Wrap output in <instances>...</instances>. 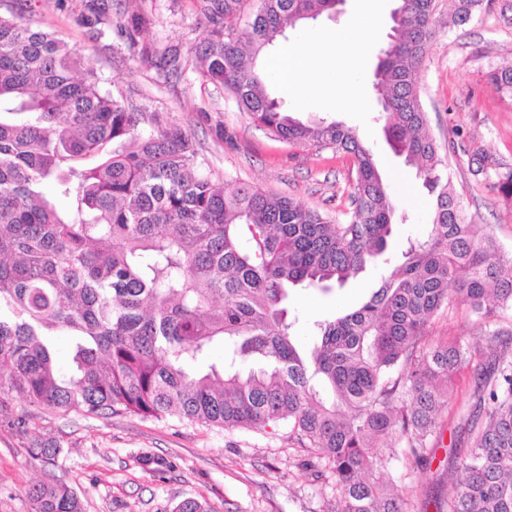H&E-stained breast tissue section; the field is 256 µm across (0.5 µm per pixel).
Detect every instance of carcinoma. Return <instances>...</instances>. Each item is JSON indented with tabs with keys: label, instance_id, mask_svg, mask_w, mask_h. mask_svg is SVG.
<instances>
[{
	"label": "carcinoma",
	"instance_id": "carcinoma-1",
	"mask_svg": "<svg viewBox=\"0 0 512 512\" xmlns=\"http://www.w3.org/2000/svg\"><path fill=\"white\" fill-rule=\"evenodd\" d=\"M405 18L378 64L374 89L393 152L434 199L424 235L392 271L395 203L370 147L340 123H304L267 90L257 62L289 27L333 0H203L214 23L194 67L231 93L278 139L351 154L357 176L344 224L261 188L231 192L198 161L174 125L139 131L138 114L82 70L81 52L0 15V426L29 434L37 414L176 417L223 429L288 424L305 465L330 474L336 512H405L371 454L424 467L442 438L448 383L463 370L475 403L465 415L464 477L447 512H512V255L468 220L428 126L414 72L434 34L435 0H403ZM464 25L483 0H450ZM109 10L91 0L87 25ZM142 59L171 75L177 47L159 58L139 44L140 17L120 19ZM489 81L512 94V67ZM72 198L62 209L57 200ZM381 270L354 309L314 322L301 345L290 290L330 292ZM464 308L483 325L473 342L427 339L433 318ZM68 341L69 369L57 358ZM222 346L218 363L203 365ZM25 409L16 411V404ZM35 459L63 443L35 438ZM31 512H83L75 490L49 475L27 492Z\"/></svg>",
	"mask_w": 512,
	"mask_h": 512
}]
</instances>
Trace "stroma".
Wrapping results in <instances>:
<instances>
[{
	"mask_svg": "<svg viewBox=\"0 0 512 512\" xmlns=\"http://www.w3.org/2000/svg\"><path fill=\"white\" fill-rule=\"evenodd\" d=\"M88 0H26L22 21L56 32L79 48L103 90L141 115L140 128L177 125L192 134L199 159L214 180L231 189L240 184L260 187L318 211L335 223L345 222L356 177L353 157L332 147L289 143L271 136L240 112L223 88L202 81L193 66L179 77L167 76L130 49L125 33L112 24L89 27L81 17ZM112 15L137 13L145 24L140 41L156 52L180 47L193 59L211 24L198 0H108ZM382 25L362 45L363 88L358 106H339L321 95L296 103L279 81L271 94L302 121H336L352 128L371 147L397 202L392 253L421 236L431 221L433 202L419 187L414 170L387 145L379 106L372 89L378 55L388 40ZM512 64V0H490L461 27L439 26L415 73L429 127L448 175L473 224L492 234L505 253H512V198L491 182L472 176L473 159L486 155L512 168V96L497 92L488 71ZM370 269L343 288L322 293L294 290L290 310L298 314L295 334L312 343V323L353 305L372 286ZM481 325L465 310L439 314L430 328L432 340L451 336L478 339ZM468 372L453 382L446 428L430 468L409 461H390L384 474L395 495L405 498L408 512H437L436 504L461 474L451 463L450 449L461 429V414L471 401ZM34 435L0 428V512H30L28 487L46 475L70 485L84 512H175L186 500L211 512H333L334 483L313 481L302 462L304 448L278 429H208L187 420H143L47 414L35 421ZM62 440L64 452L49 464L31 457L33 436ZM152 463H144L141 453Z\"/></svg>",
	"mask_w": 512,
	"mask_h": 512,
	"instance_id": "obj_1",
	"label": "stroma"
}]
</instances>
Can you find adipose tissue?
I'll return each mask as SVG.
<instances>
[{"mask_svg": "<svg viewBox=\"0 0 512 512\" xmlns=\"http://www.w3.org/2000/svg\"><path fill=\"white\" fill-rule=\"evenodd\" d=\"M375 2L357 0L358 7L350 28L320 34L309 44H288L281 48L269 69L297 102H305L310 91L316 87L324 93L349 99L360 95V87H345L333 78L324 76L321 57L327 53L334 54L336 70L340 73L359 67L360 45L379 24Z\"/></svg>", "mask_w": 512, "mask_h": 512, "instance_id": "1", "label": "adipose tissue"}]
</instances>
